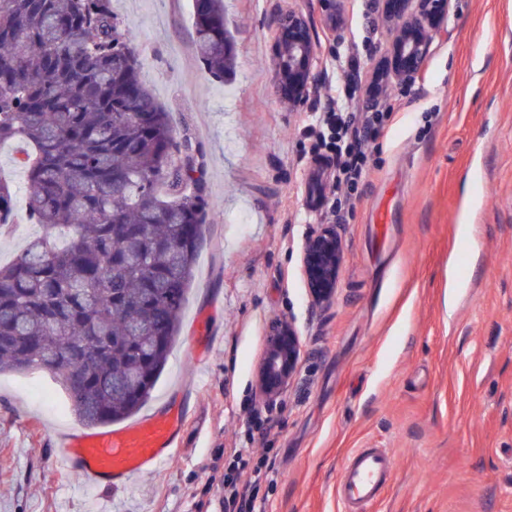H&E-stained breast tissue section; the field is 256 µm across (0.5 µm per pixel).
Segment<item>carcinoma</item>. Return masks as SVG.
Segmentation results:
<instances>
[{
    "mask_svg": "<svg viewBox=\"0 0 512 512\" xmlns=\"http://www.w3.org/2000/svg\"><path fill=\"white\" fill-rule=\"evenodd\" d=\"M217 79L234 60L222 0H193ZM21 141L41 227L0 266V373L49 372L83 424L150 398L175 338L204 224L201 164L141 76L112 0H0V144ZM16 197L0 179V231Z\"/></svg>",
    "mask_w": 512,
    "mask_h": 512,
    "instance_id": "cac0c4a2",
    "label": "carcinoma"
}]
</instances>
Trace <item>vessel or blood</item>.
I'll use <instances>...</instances> for the list:
<instances>
[{
  "mask_svg": "<svg viewBox=\"0 0 512 512\" xmlns=\"http://www.w3.org/2000/svg\"><path fill=\"white\" fill-rule=\"evenodd\" d=\"M182 413L161 401L132 424L58 435V461L79 483L93 490L124 488L140 473L167 461L181 432ZM390 471L387 451H354L337 487L346 512L373 502Z\"/></svg>",
  "mask_w": 512,
  "mask_h": 512,
  "instance_id": "obj_1",
  "label": "vessel or blood"
}]
</instances>
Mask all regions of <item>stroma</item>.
Instances as JSON below:
<instances>
[{"mask_svg":"<svg viewBox=\"0 0 512 512\" xmlns=\"http://www.w3.org/2000/svg\"><path fill=\"white\" fill-rule=\"evenodd\" d=\"M143 80L206 169L195 279L152 401L177 396L174 457L123 490L113 512H219L215 468L267 456L256 512H345L336 483L359 448L392 470L365 512H512V0H453L414 86L343 209L339 291L312 308L303 241L335 220L310 206L304 136L320 106L275 88L271 18L301 11L319 47L384 64L375 0H224L228 81L201 65L192 0H113ZM292 318L304 358L281 403H259L264 333ZM82 423L44 370L0 375V512H82L56 435Z\"/></svg>","mask_w":512,"mask_h":512,"instance_id":"1","label":"stroma"}]
</instances>
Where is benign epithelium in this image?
<instances>
[{"label": "benign epithelium", "mask_w": 512, "mask_h": 512, "mask_svg": "<svg viewBox=\"0 0 512 512\" xmlns=\"http://www.w3.org/2000/svg\"><path fill=\"white\" fill-rule=\"evenodd\" d=\"M451 0H379L378 12L386 24L389 67L374 79L410 83L431 53L434 36L448 26ZM280 60L277 92L301 103L317 79L313 61L318 46L304 15L287 10L271 20ZM344 258V239L335 224H321L304 239L300 268L310 301L330 304L337 292ZM302 344L295 321L277 318L264 336V353L257 369L256 389L261 400L277 403L287 392L301 362Z\"/></svg>", "instance_id": "benign-epithelium-1"}]
</instances>
